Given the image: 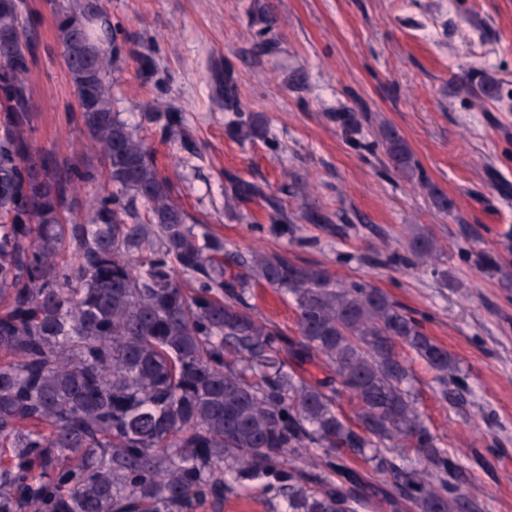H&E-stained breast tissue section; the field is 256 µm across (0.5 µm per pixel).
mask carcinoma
Listing matches in <instances>:
<instances>
[{
  "label": "carcinoma",
  "mask_w": 512,
  "mask_h": 512,
  "mask_svg": "<svg viewBox=\"0 0 512 512\" xmlns=\"http://www.w3.org/2000/svg\"><path fill=\"white\" fill-rule=\"evenodd\" d=\"M24 8L0 0V512H199L253 480L288 512H363L370 487L350 455L390 477L393 512H482L417 410L399 348L455 399L457 359L386 292L286 250L235 258L245 273L224 276V240H200L113 108L118 51L98 0L63 13L57 38L109 187L83 222L66 221L76 185L96 172L25 137L36 46ZM224 110L231 138L268 139L229 71ZM147 118L166 135L181 126L177 112ZM381 141L393 171L414 178L404 139L384 128ZM225 178L237 202L266 197L257 182ZM406 248L423 265L438 243L417 228ZM250 280L292 296L298 338L258 317L244 297ZM285 349L330 376L285 370ZM313 448L323 451L318 473L297 465ZM407 449L423 467L406 463Z\"/></svg>",
  "instance_id": "cac0c4a2"
}]
</instances>
